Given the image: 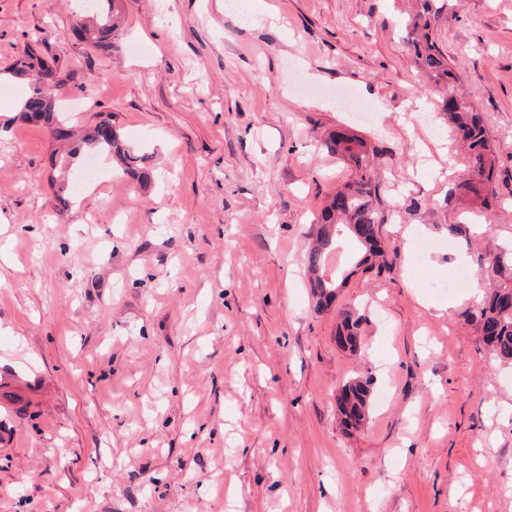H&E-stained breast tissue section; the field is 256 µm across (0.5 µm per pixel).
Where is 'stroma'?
<instances>
[{
  "instance_id": "1",
  "label": "stroma",
  "mask_w": 512,
  "mask_h": 512,
  "mask_svg": "<svg viewBox=\"0 0 512 512\" xmlns=\"http://www.w3.org/2000/svg\"><path fill=\"white\" fill-rule=\"evenodd\" d=\"M123 0L119 50L76 39L77 0H0V512H512V365L464 313L469 289L420 303L407 230L466 254L475 281L512 246V0H447L433 36L449 83L421 73L417 0ZM33 45L61 81L57 117L111 114L150 154L140 186L111 158L60 207L65 150L22 121L4 67ZM352 93L373 112L354 120ZM465 95L497 174L493 224L448 187L470 158L443 112ZM341 128L381 149L389 266L352 263L315 312L303 257L325 198L355 173L319 148ZM362 348L336 344L343 311ZM371 378L362 427L339 387Z\"/></svg>"
}]
</instances>
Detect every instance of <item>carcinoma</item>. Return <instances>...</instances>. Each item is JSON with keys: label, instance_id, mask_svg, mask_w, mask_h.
Wrapping results in <instances>:
<instances>
[{"label": "carcinoma", "instance_id": "obj_1", "mask_svg": "<svg viewBox=\"0 0 512 512\" xmlns=\"http://www.w3.org/2000/svg\"><path fill=\"white\" fill-rule=\"evenodd\" d=\"M119 2L121 0H97L93 4L95 13L87 19L79 17L74 32L96 46H112V36L121 18ZM435 2L437 0H420L421 10L409 20L407 27L419 69L428 79L439 83L448 81L450 72L447 58L432 38L443 10V7L435 6ZM8 73L25 82L29 89L22 102L20 117L28 122L50 121L55 111L52 90L58 83L54 70L30 47L15 59ZM444 110L457 124L473 159V166L461 188L479 197L492 182L495 171V164L488 154L489 145L482 119L463 95L446 102ZM80 142L84 147L112 155V161L140 183L146 185L151 182L149 154L136 150L121 138L112 125V114H99L98 120L81 135ZM323 145L348 157L354 164L357 179L329 197L321 211L317 241L306 254L311 288L319 308L329 304L335 298L337 288L341 287L339 279L342 272L331 274L328 282L323 280V276L327 274L329 258L347 238L350 225L361 226L365 234L364 239H356L362 249L356 266L378 272L387 266L378 241L379 226L387 222V211L382 206L380 183L371 168V158L379 154V149L345 130L329 132ZM469 317L479 325L482 340L493 356L503 363L512 364V287L498 288L486 295L469 311ZM362 318L357 309L342 313L336 332L342 349L350 352L360 349L358 330ZM342 394L354 416L359 419L368 416L373 396L371 379H354L345 383Z\"/></svg>", "mask_w": 512, "mask_h": 512}]
</instances>
